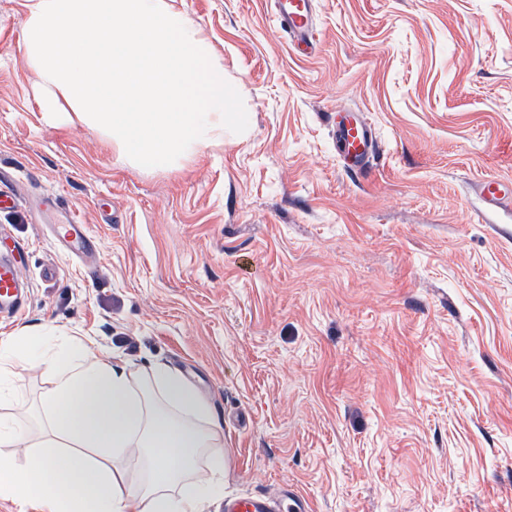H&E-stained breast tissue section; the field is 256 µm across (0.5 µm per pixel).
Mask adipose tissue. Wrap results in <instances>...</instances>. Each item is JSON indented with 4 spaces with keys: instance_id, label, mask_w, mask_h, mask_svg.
<instances>
[{
    "instance_id": "obj_1",
    "label": "adipose tissue",
    "mask_w": 512,
    "mask_h": 512,
    "mask_svg": "<svg viewBox=\"0 0 512 512\" xmlns=\"http://www.w3.org/2000/svg\"><path fill=\"white\" fill-rule=\"evenodd\" d=\"M21 358L48 388L34 426L0 415L1 500L19 512H209L223 500L221 428L178 372L158 365L139 379L108 354L25 327L0 340V405ZM125 459L144 462L141 481Z\"/></svg>"
}]
</instances>
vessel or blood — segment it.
Instances as JSON below:
<instances>
[{"mask_svg":"<svg viewBox=\"0 0 512 512\" xmlns=\"http://www.w3.org/2000/svg\"><path fill=\"white\" fill-rule=\"evenodd\" d=\"M277 22L289 42L304 53L316 50L313 0H277ZM333 144L336 159L344 169L357 176L371 172L376 136L366 119L357 112H339L333 116ZM476 194L484 211H512V181L488 176L476 185ZM59 241L84 247L88 232L81 224L56 227ZM23 290L13 266L0 264V303L20 307ZM308 499L296 489L281 486L271 494H241L226 498L224 512H309Z\"/></svg>","mask_w":512,"mask_h":512,"instance_id":"vessel-or-blood-1","label":"vessel or blood"}]
</instances>
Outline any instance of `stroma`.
I'll list each match as a JSON object with an SVG mask.
<instances>
[{"label": "stroma", "mask_w": 512, "mask_h": 512, "mask_svg": "<svg viewBox=\"0 0 512 512\" xmlns=\"http://www.w3.org/2000/svg\"><path fill=\"white\" fill-rule=\"evenodd\" d=\"M251 115L145 172L103 132L53 124L0 0V262L38 326L196 385L224 431V494L297 488L311 512H512V0H315L303 56L268 0H173ZM381 151L342 170L330 118ZM84 224L92 244L55 238ZM5 413L44 387L25 363ZM476 194L485 212H512V181L496 176L480 179Z\"/></svg>", "instance_id": "1"}]
</instances>
